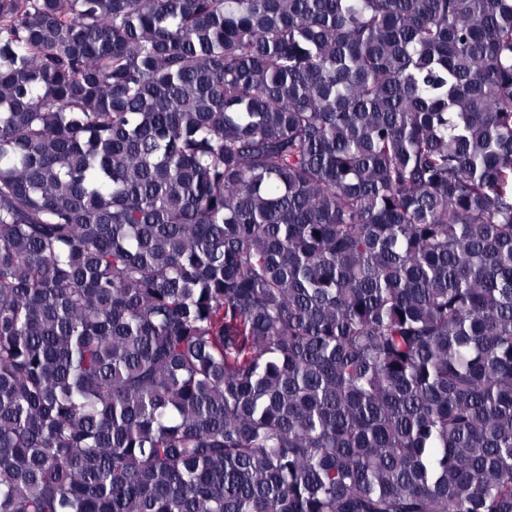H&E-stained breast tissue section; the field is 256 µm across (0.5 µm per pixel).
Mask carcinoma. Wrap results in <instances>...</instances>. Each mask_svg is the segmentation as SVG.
Masks as SVG:
<instances>
[{"instance_id": "carcinoma-1", "label": "carcinoma", "mask_w": 512, "mask_h": 512, "mask_svg": "<svg viewBox=\"0 0 512 512\" xmlns=\"http://www.w3.org/2000/svg\"><path fill=\"white\" fill-rule=\"evenodd\" d=\"M0 512H512V0H0Z\"/></svg>"}]
</instances>
